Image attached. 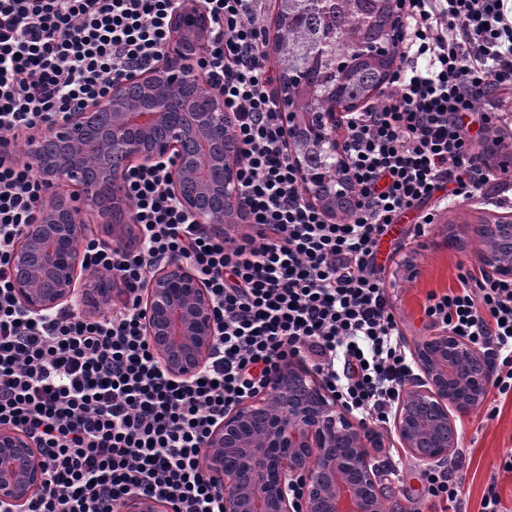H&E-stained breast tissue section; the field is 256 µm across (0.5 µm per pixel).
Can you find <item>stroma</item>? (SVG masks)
I'll list each match as a JSON object with an SVG mask.
<instances>
[{"label":"stroma","instance_id":"35a3bbf8","mask_svg":"<svg viewBox=\"0 0 512 512\" xmlns=\"http://www.w3.org/2000/svg\"><path fill=\"white\" fill-rule=\"evenodd\" d=\"M512 216V199L501 205L475 202L449 203L440 211L430 233L422 238H386L378 261L385 267L387 291L395 306L406 349L436 332L437 327L424 315L429 293H444L458 284V266L476 265L482 248L476 225L496 216ZM419 268L416 279L404 274L406 260ZM377 440L368 442L371 460L380 468L388 512H441L434 499L424 492L420 462L399 446L394 426L384 423ZM462 474L465 493L461 512H478L489 482H496L503 503L512 512V473L500 471L503 455L512 452V391L489 392L483 405L475 408L463 422Z\"/></svg>","mask_w":512,"mask_h":512}]
</instances>
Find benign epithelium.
<instances>
[{
  "mask_svg": "<svg viewBox=\"0 0 512 512\" xmlns=\"http://www.w3.org/2000/svg\"><path fill=\"white\" fill-rule=\"evenodd\" d=\"M173 28L161 64L114 84L108 96L28 144L40 179L54 188L13 253L14 295L33 316L66 307L79 293L93 310L122 296L117 281L82 266L71 243L84 232L81 210H120L122 198L102 195L101 183L117 182L126 168L170 159L171 190L199 224L212 223L205 202L237 198L236 149L223 98L212 92L204 110L174 112L168 96L173 81L196 86L193 60L206 44L209 20L196 0H180ZM90 151L100 159L94 179L83 166ZM305 197L332 217L356 205L344 186L334 206L309 190ZM478 234L484 241L479 263L511 279L512 266L498 258L503 247L512 248V222L481 224ZM142 312L147 340L170 377L186 381L206 365L217 336L214 303L185 260L173 258L149 278ZM413 358L420 374L407 381L393 425L400 447L434 466L460 447L458 423L486 399L494 369L485 354L446 330L418 342ZM372 436L316 374L291 360L270 377L265 392L224 415L206 441L202 464L223 512H386L379 469L367 449ZM45 480L32 441L0 427V512H23ZM115 512L170 508L138 493Z\"/></svg>",
  "mask_w": 512,
  "mask_h": 512,
  "instance_id": "1",
  "label": "benign epithelium"
}]
</instances>
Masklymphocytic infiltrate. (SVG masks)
Segmentation results:
<instances>
[{"instance_id": "obj_1", "label": "lymphocytic infiltrate", "mask_w": 512, "mask_h": 512, "mask_svg": "<svg viewBox=\"0 0 512 512\" xmlns=\"http://www.w3.org/2000/svg\"><path fill=\"white\" fill-rule=\"evenodd\" d=\"M201 3L210 30L196 67L231 118L241 223H196L171 192L169 162L131 167L121 179L131 236L80 249L88 271L120 279V307L37 318L15 300L12 260L47 188L16 159L17 140L158 63L177 0H0V426L34 441L47 475L25 512H112L134 493L171 512H221L204 444L291 359L310 362L363 421L386 422L412 368L377 261L382 238L410 212L424 236L436 194L464 203L512 191V170H492L466 122L479 114L497 146L512 148V113L493 97L512 89L505 0H403L395 91L346 115L357 204L338 222L307 202L293 162L255 22L270 0ZM176 256L202 277L220 325L207 365L187 381L170 378L142 330L140 290ZM458 281L430 293L424 313L486 354L494 389L507 393L512 279L463 267Z\"/></svg>"}]
</instances>
